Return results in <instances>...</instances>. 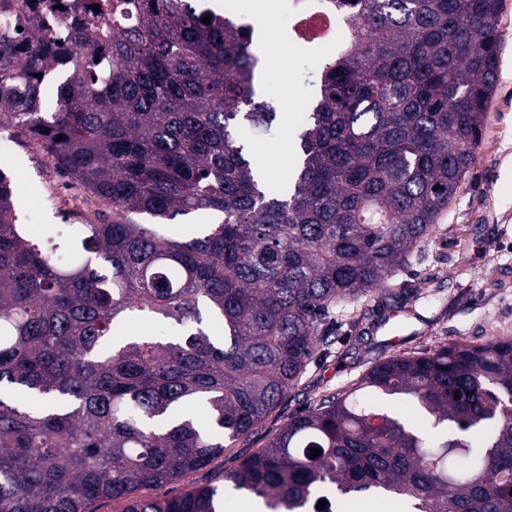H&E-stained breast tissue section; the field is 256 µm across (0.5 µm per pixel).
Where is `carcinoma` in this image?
I'll return each mask as SVG.
<instances>
[{"label": "carcinoma", "instance_id": "obj_1", "mask_svg": "<svg viewBox=\"0 0 512 512\" xmlns=\"http://www.w3.org/2000/svg\"><path fill=\"white\" fill-rule=\"evenodd\" d=\"M501 3L320 0L342 32L315 51L284 184L247 149L282 113L234 4L102 0L48 36L36 24L0 42V126L112 205L110 222L34 242L0 169V512L103 498L224 512L210 484L136 492L258 425L328 354L329 310L431 234L481 143ZM197 212L211 222L189 237L165 228ZM224 483L266 512H347L364 492L413 512H512V338L375 361Z\"/></svg>", "mask_w": 512, "mask_h": 512}]
</instances>
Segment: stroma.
Wrapping results in <instances>:
<instances>
[{
    "label": "stroma",
    "mask_w": 512,
    "mask_h": 512,
    "mask_svg": "<svg viewBox=\"0 0 512 512\" xmlns=\"http://www.w3.org/2000/svg\"><path fill=\"white\" fill-rule=\"evenodd\" d=\"M292 2L271 0L269 14L257 24L263 52L279 61L278 69L265 71L264 88L294 113L311 100L317 70L287 37ZM498 24L503 46L481 144L433 234L389 276L383 292L333 308L336 340L329 354L308 364L295 389L252 432L170 484L171 494L223 485L239 456L262 448L290 415L351 387L374 359L512 338V0H503ZM250 148L267 160L269 179L287 182L295 154L287 125L254 138ZM18 154L27 158L14 173L20 223L56 229L64 216L99 209L81 186L66 184L36 141L12 127L0 129V163Z\"/></svg>",
    "instance_id": "35a3bbf8"
}]
</instances>
